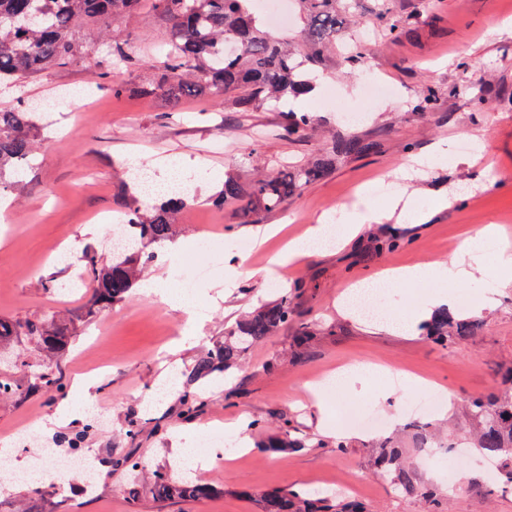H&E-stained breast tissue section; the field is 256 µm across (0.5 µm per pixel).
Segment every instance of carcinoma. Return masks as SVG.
Wrapping results in <instances>:
<instances>
[{
  "mask_svg": "<svg viewBox=\"0 0 512 512\" xmlns=\"http://www.w3.org/2000/svg\"><path fill=\"white\" fill-rule=\"evenodd\" d=\"M250 2L152 0L154 13L169 24L171 38L159 52L157 79L143 94H159L175 107L185 97L205 93L224 99V104L239 112H253L277 108L309 92L313 84L303 67L315 70L336 50L337 0H296L300 15L308 22V40L301 50L288 36L269 31L251 12ZM140 14L141 0H0V83L23 81L80 57L85 49L76 32L84 25L122 22ZM284 117V129L290 134L304 132L311 124L304 112L289 110ZM34 131L32 107L0 110V195L13 189L10 176L20 174L29 164ZM374 148V142L360 136L340 138L330 151L297 168L259 171L248 182L227 178L218 202L238 201L245 214L275 211L289 196L330 173L337 160ZM151 197L156 199L152 205L144 202L146 196L141 191L131 194L123 211L128 243L113 249L106 263L84 253L81 281L89 290V298L82 309L75 313L56 310L35 319L0 317V370L4 371L0 399L63 391L57 356L98 314L112 310L133 293L142 268L155 259L154 248L173 238L176 216L188 207L181 194L156 191ZM403 244L404 236L390 229L376 241L374 252H393ZM291 323L298 349L314 331L308 324L295 321L294 294L285 290L275 301L224 331V341L183 372V384L189 386L214 374L231 372L248 348ZM482 326V319H457L444 307L422 322L421 330L433 342L446 345L477 335ZM24 342L41 351V363H27ZM211 402L206 394L190 391L179 400L181 412L188 418L204 411ZM466 409L475 429L462 441L482 457L499 460L497 482L512 485V368L505 374L504 388L469 398ZM295 432L294 422L282 419L280 435L271 438L267 447L277 451L306 447L305 442L292 437ZM402 457L403 449L396 443L382 441L374 460L379 476L400 493L418 499L424 512H448L447 500L404 465ZM110 467L112 472L128 476L140 471L142 462L129 451L113 456ZM150 479L153 493L161 501L177 498L196 502L215 493L210 485L176 478L168 468L153 470ZM256 501L259 512H367L363 506L337 502L304 487L265 491Z\"/></svg>",
  "mask_w": 512,
  "mask_h": 512,
  "instance_id": "cac0c4a2",
  "label": "carcinoma"
}]
</instances>
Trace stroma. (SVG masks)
Listing matches in <instances>:
<instances>
[{"label":"stroma","instance_id":"stroma-1","mask_svg":"<svg viewBox=\"0 0 512 512\" xmlns=\"http://www.w3.org/2000/svg\"><path fill=\"white\" fill-rule=\"evenodd\" d=\"M338 8L336 59L314 74L316 90L306 106L313 123L301 134L286 133L277 110L235 112L223 100L202 98L184 101L174 112L163 97L141 95L140 87L155 78L150 49L168 38L165 24L147 11L119 27L127 61L111 62L103 30L85 27L78 37L88 46L87 55L12 88L0 85L1 109L20 100L81 96L79 105L67 103L39 119L32 165L20 189L7 196L10 231L0 237V316L39 317L55 307L86 303L87 290L76 283L77 258L88 249L103 253L110 235L106 220L125 206L133 162L152 166L161 177L169 160L177 159L194 174L195 202L182 213L176 240L159 251L167 260L182 257L184 273L209 270L191 297V330L181 324L182 309L156 310L150 296L135 290L58 358L63 394L0 401V436L37 424L40 438L56 451L50 479L55 491L44 504L46 512H258L254 494L271 488L320 487L345 500L353 483L359 486L357 503L369 512H423L421 502L373 474L371 436L357 435L340 449L335 438L321 433L320 420L344 424L352 411L369 410L385 416L388 434H395L409 421L406 403L414 395L401 380L415 374L452 395L432 417L434 429L465 430L470 421L462 400L501 388L502 373L512 366V285L497 282L495 256L482 254L484 278L452 286L423 280L387 289L381 299V306L408 316L428 293L450 291L454 314L480 316L484 326L478 335L445 348L418 329L400 334L377 321L345 316L340 304L354 283L385 268L451 261L465 232L487 224L512 232V31H492L512 23V0H339ZM389 19L405 30L394 41L384 36ZM365 31L374 76L391 89L390 98H369L364 75L348 60L351 36ZM103 71L109 79H100ZM430 93L437 98L435 108L416 117L415 105ZM346 108L366 113L364 125L347 124ZM330 129L376 141L377 147L338 162L275 212L248 216L213 205L227 177L245 181L255 170L296 167L325 153ZM475 136L484 140L495 183L481 181L480 165L464 162L456 150ZM412 153L429 161L423 176L408 185L416 205L428 208L436 194L462 186L459 206L431 212L422 224L400 223L407 243L396 251H371V242L387 230L371 224L340 252L296 261L284 285L295 295L299 319L315 325V336L298 351L289 330L252 347L239 370L202 381L213 398L207 410L182 416L183 385L174 374L223 341L225 329L242 315L276 299L272 282L258 274L270 256L286 246L293 230L309 227L346 196L376 184ZM209 237L223 238L226 251L242 255L232 288L224 286L223 265L211 262ZM354 361L381 370L341 398L313 406L308 398L313 378ZM79 374L91 383L101 421L84 412L59 414L64 397H75ZM161 385L168 386L167 397L147 402L146 393ZM285 417L294 420L299 437L320 438V445L268 453L263 444ZM133 421L142 427L134 442L126 436ZM238 422L248 427L249 451L221 466L204 461L194 472V480L217 488L207 499L161 502L143 482L128 494L125 478L110 470L111 456L131 449L150 470L182 464L202 435ZM61 430L82 433V453L97 473L92 492H81L82 474L68 469V446L54 443ZM407 462L445 496L449 512H512V489L490 488L476 457L460 459L468 472L460 484L422 464L416 448H408Z\"/></svg>","mask_w":512,"mask_h":512}]
</instances>
